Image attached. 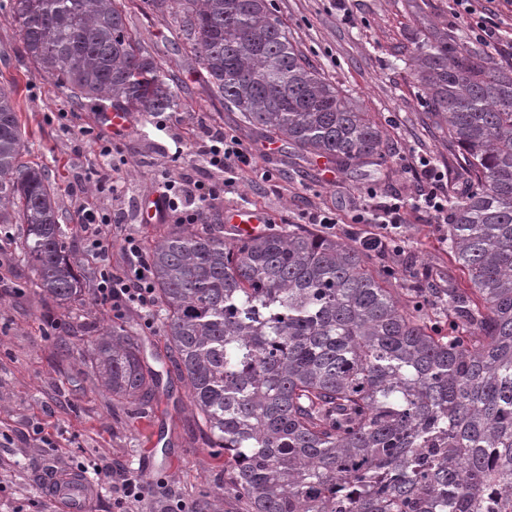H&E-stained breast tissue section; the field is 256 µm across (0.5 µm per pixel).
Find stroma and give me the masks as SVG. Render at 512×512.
Returning a JSON list of instances; mask_svg holds the SVG:
<instances>
[{"instance_id":"stroma-1","label":"stroma","mask_w":512,"mask_h":512,"mask_svg":"<svg viewBox=\"0 0 512 512\" xmlns=\"http://www.w3.org/2000/svg\"><path fill=\"white\" fill-rule=\"evenodd\" d=\"M8 2L0 0V85L15 90L30 146L22 159L44 165L59 187L61 221L70 228L67 245L87 272H96L98 261L79 231L80 209L111 210L112 196L91 182L81 192L70 187L99 166L105 137L112 145L114 178L136 187L134 197L123 204L124 222L147 244L163 229L159 221L142 217L154 195L155 173L176 169L196 179L209 177L202 167L175 155L176 141L191 128H223L250 146L259 166L274 174L267 183L251 176L239 179L223 203L208 211L213 222L223 221L225 211L243 208L262 212L277 224H300L305 213L328 207L339 218L333 236L351 242L365 230L349 219L353 204L371 195L379 201L418 198L425 184L417 166L420 155L433 158L446 173L449 189L464 182L458 150L433 124L408 63L415 42L429 29L467 32V24L453 17L451 0H269L307 59L382 126L391 152L379 171L358 176L323 158L295 159L282 140L240 127L205 71L185 54L173 9L146 12L142 0H130L128 27L145 51L175 74L180 106L160 113L163 129L135 117L129 131L114 134L100 124L99 106L74 99L21 55ZM71 123L91 128V135L75 140L67 129ZM404 231L410 240L406 252L372 254L376 268L398 270L403 289L425 271L441 287H465L466 276L443 241L445 225L415 209L409 211ZM24 232L21 224L0 226V512H52L44 496L46 484L63 470L89 463L139 470L144 480L139 512H170L179 502L195 512H228L224 461L201 445L187 391L167 371L161 323L144 327L140 310L126 309L124 320L142 326L144 360L156 373L155 396L144 405L112 398L90 362L69 356L74 323L67 311L32 288L33 273L18 250ZM40 425L46 431L42 437L35 433Z\"/></svg>"}]
</instances>
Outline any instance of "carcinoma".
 Instances as JSON below:
<instances>
[{
	"label": "carcinoma",
	"mask_w": 512,
	"mask_h": 512,
	"mask_svg": "<svg viewBox=\"0 0 512 512\" xmlns=\"http://www.w3.org/2000/svg\"><path fill=\"white\" fill-rule=\"evenodd\" d=\"M192 52L250 128L350 174L382 163L383 131L298 49L268 0H177ZM41 75L115 112L179 106L178 84L134 38L118 0H11ZM429 113L461 154L448 254L465 288L398 272L297 224L224 239L173 224L146 252L168 361L203 444L224 457V498L248 512H512V69L436 31L411 55ZM0 86V224H24L34 286L62 307L92 277L64 244L57 188ZM457 323L443 332L427 310ZM100 386L144 404L156 377L138 331L93 342Z\"/></svg>",
	"instance_id": "1"
}]
</instances>
